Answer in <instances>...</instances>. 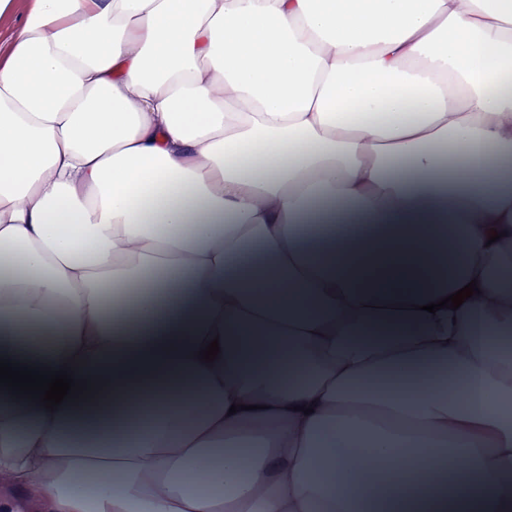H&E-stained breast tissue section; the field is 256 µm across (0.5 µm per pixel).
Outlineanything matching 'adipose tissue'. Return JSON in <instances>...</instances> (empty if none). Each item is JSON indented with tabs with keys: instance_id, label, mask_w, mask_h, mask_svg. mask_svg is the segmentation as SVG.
<instances>
[{
	"instance_id": "1",
	"label": "adipose tissue",
	"mask_w": 512,
	"mask_h": 512,
	"mask_svg": "<svg viewBox=\"0 0 512 512\" xmlns=\"http://www.w3.org/2000/svg\"><path fill=\"white\" fill-rule=\"evenodd\" d=\"M38 333L95 389L0 395V512H512V0H31L0 355Z\"/></svg>"
}]
</instances>
